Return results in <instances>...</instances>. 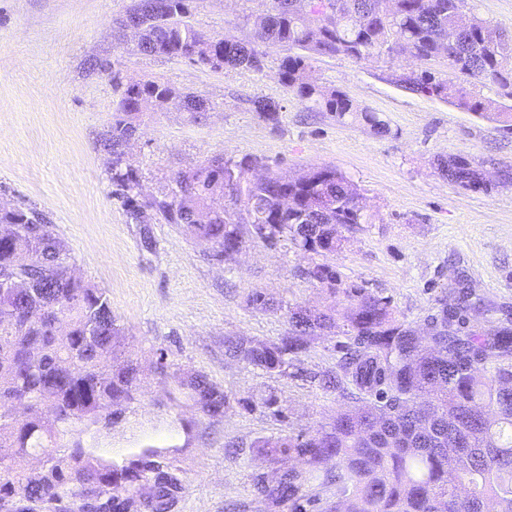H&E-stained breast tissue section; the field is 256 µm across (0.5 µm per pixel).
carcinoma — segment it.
Listing matches in <instances>:
<instances>
[{
  "instance_id": "1",
  "label": "carcinoma",
  "mask_w": 512,
  "mask_h": 512,
  "mask_svg": "<svg viewBox=\"0 0 512 512\" xmlns=\"http://www.w3.org/2000/svg\"><path fill=\"white\" fill-rule=\"evenodd\" d=\"M191 0H135L116 21L137 37L142 54L185 59L211 70L261 71L269 49L285 51L278 79L299 101L344 123L385 129L376 113L310 76L318 56L393 64L411 56L425 64L444 57L455 79L427 68H398L391 81L417 95L488 119L512 121V105L480 94L490 83L512 100V42L489 21L466 15L467 0H269L247 41L212 37L189 21ZM119 92L104 147L112 155V186L141 223L162 219L226 260L252 228L270 224L258 241H280L318 256L340 250L364 219L360 196L331 166L288 178L252 175L258 161L217 157L172 177L161 197L141 198L140 180L122 166L125 148L143 121L145 103L176 101L195 120L213 109L193 93L158 81H127L112 69ZM448 181L488 190L463 158L439 163ZM306 279L342 297L343 313L287 309L288 334L277 343L226 339L225 355L272 374H286L311 342L341 330L336 366L319 386L347 403L320 428L258 439V456L296 458L269 481L254 484L270 508L290 512H512V325H470L480 308L463 296L428 317L425 333L398 318L391 301L344 285L336 269L315 263ZM247 305L265 312L282 304L260 290ZM125 327L105 292L69 272L68 249L32 207H0V400H17L15 419L0 409V506L14 512H167L183 490L180 474L162 464L167 448H143L118 464L80 443H64L78 425H99L133 399L138 371L112 365ZM182 389L212 418L230 398L202 373ZM33 455L38 470L27 468ZM338 485L334 499L305 494Z\"/></svg>"
}]
</instances>
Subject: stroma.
<instances>
[{"label": "stroma", "instance_id": "35a3bbf8", "mask_svg": "<svg viewBox=\"0 0 512 512\" xmlns=\"http://www.w3.org/2000/svg\"><path fill=\"white\" fill-rule=\"evenodd\" d=\"M132 3L0 0V204L42 212L67 244L71 270L106 292L127 329L118 355L139 371L134 398L115 423L74 431L73 440L117 463L149 446L167 449L165 464L184 480L175 512H288L255 495V479L273 478L284 463L255 456L251 445L335 415L340 396L311 377L335 366L337 338L314 340L284 375L225 357L224 340L278 341L288 330L286 307L338 301L302 276L310 254L249 241L235 260L219 261L175 225L136 222L113 193L112 158L101 145L118 102L112 68L214 105L195 121L172 106L148 108L124 155L143 196L160 195L175 173L217 156L247 155L294 177L335 167L362 195L366 222L330 264L418 326L454 288L488 306L483 327L512 320V128L397 87L382 61L317 58L313 77L376 111L387 130L342 124L288 93L277 78L279 50L259 72L214 71L118 42L115 22ZM266 3L194 0L191 21L208 35L246 40L244 16L263 14ZM258 97L279 103L276 120L253 111ZM454 156L479 167L495 190L449 182L437 160ZM255 289L283 311L248 306ZM197 371L230 396L222 417L180 397V379ZM271 392L280 414L261 403Z\"/></svg>", "mask_w": 512, "mask_h": 512}]
</instances>
